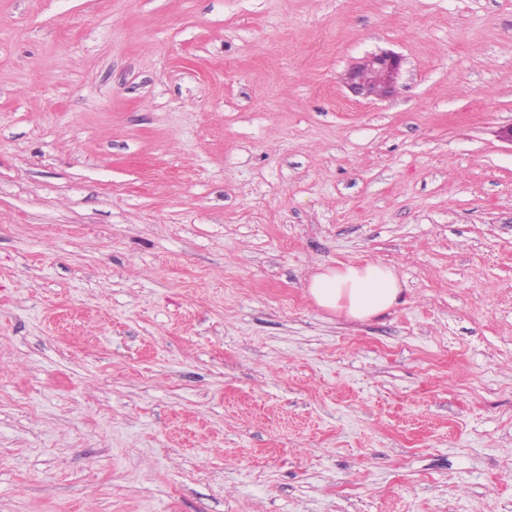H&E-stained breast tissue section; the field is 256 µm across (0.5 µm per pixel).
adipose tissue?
<instances>
[{
    "mask_svg": "<svg viewBox=\"0 0 512 512\" xmlns=\"http://www.w3.org/2000/svg\"><path fill=\"white\" fill-rule=\"evenodd\" d=\"M306 288L317 306L351 321L389 313L402 303L404 293L395 267L375 260L320 265Z\"/></svg>",
    "mask_w": 512,
    "mask_h": 512,
    "instance_id": "adipose-tissue-1",
    "label": "adipose tissue"
}]
</instances>
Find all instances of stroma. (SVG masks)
Here are the masks:
<instances>
[{
  "label": "stroma",
  "mask_w": 512,
  "mask_h": 512,
  "mask_svg": "<svg viewBox=\"0 0 512 512\" xmlns=\"http://www.w3.org/2000/svg\"><path fill=\"white\" fill-rule=\"evenodd\" d=\"M509 125L512 0H0V512H512ZM401 67L400 55L382 50L352 64L344 75V82L355 96L388 97L395 91ZM306 288L317 306L351 321L381 317L404 302L395 267L375 260L336 267L321 264Z\"/></svg>",
  "instance_id": "35a3bbf8"
}]
</instances>
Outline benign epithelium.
I'll use <instances>...</instances> for the list:
<instances>
[{"instance_id": "benign-epithelium-1", "label": "benign epithelium", "mask_w": 512, "mask_h": 512, "mask_svg": "<svg viewBox=\"0 0 512 512\" xmlns=\"http://www.w3.org/2000/svg\"><path fill=\"white\" fill-rule=\"evenodd\" d=\"M401 67L400 55L382 50L352 64L344 75V82L355 96L388 97L395 91Z\"/></svg>"}]
</instances>
